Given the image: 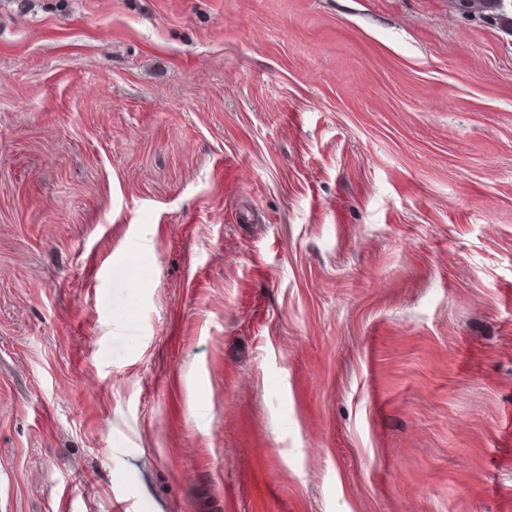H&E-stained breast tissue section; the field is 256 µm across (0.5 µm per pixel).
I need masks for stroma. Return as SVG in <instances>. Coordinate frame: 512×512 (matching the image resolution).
I'll return each mask as SVG.
<instances>
[{
  "instance_id": "obj_1",
  "label": "stroma",
  "mask_w": 512,
  "mask_h": 512,
  "mask_svg": "<svg viewBox=\"0 0 512 512\" xmlns=\"http://www.w3.org/2000/svg\"><path fill=\"white\" fill-rule=\"evenodd\" d=\"M119 501L512 512L511 32L0 0V512Z\"/></svg>"
}]
</instances>
